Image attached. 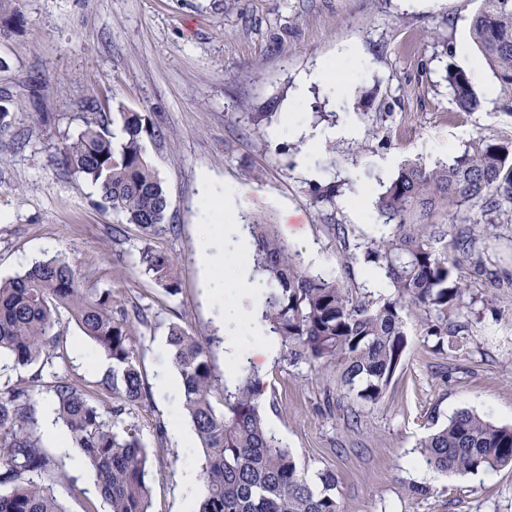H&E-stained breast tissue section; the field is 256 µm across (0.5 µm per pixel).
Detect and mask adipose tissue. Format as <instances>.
<instances>
[{"label": "adipose tissue", "instance_id": "obj_1", "mask_svg": "<svg viewBox=\"0 0 512 512\" xmlns=\"http://www.w3.org/2000/svg\"><path fill=\"white\" fill-rule=\"evenodd\" d=\"M198 209L207 224L234 223L235 213L230 199L222 188L216 186L210 175H203L202 188L198 199ZM200 258L211 279L215 290L213 299L224 310L225 323L250 326L262 350L266 353H275L278 349L276 337L267 334L266 329L259 320V312L264 300V287L251 280L248 275L249 245L247 240H240L235 252L233 268H226L223 258L217 257L212 250L210 241L200 244ZM231 283L232 291L223 292L224 283ZM246 297L252 302L251 308L239 307V298Z\"/></svg>", "mask_w": 512, "mask_h": 512}]
</instances>
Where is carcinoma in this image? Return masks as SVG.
<instances>
[{"instance_id":"cac0c4a2","label":"carcinoma","mask_w":512,"mask_h":512,"mask_svg":"<svg viewBox=\"0 0 512 512\" xmlns=\"http://www.w3.org/2000/svg\"><path fill=\"white\" fill-rule=\"evenodd\" d=\"M471 34L512 104V0H481ZM448 89L459 111L480 110L465 71L448 68ZM88 111L85 127L63 146L64 165L95 184L127 223L156 234L169 200L143 145L151 135L145 118L120 113L118 143L109 129L111 115L96 105ZM337 189L334 181L319 186L313 198L331 206ZM375 214L382 235L359 249L390 285L391 292L378 298L311 272L275 225L261 218L248 225L253 267L266 284L261 321L278 337L283 356L336 365L348 392L371 405L382 400L403 360L407 319L439 349L464 328L456 318L472 292L458 275L461 263L472 259L477 274H488L475 258V227L491 235L512 223V141L479 135L446 162L406 161L379 194ZM139 262L167 293H178L168 256L146 246ZM62 310L112 369L98 382L96 397L78 379L54 373L46 381L40 370L23 387L0 389V484L10 485L0 492V512H63L54 493L61 474L36 428L44 400L93 471L108 512H150L147 448L137 429L119 434L109 421L147 400L131 346V325L144 322L142 313L122 308L110 292L80 288L76 270L62 260H39L0 282V354L20 365L49 357ZM168 342L182 382L183 412L203 449L195 512H339L333 472L320 473L321 488H315L267 428L266 383L259 372L243 368L231 389L215 373L206 339L172 323ZM420 454L427 467L442 473L488 474L512 466V427L460 410L421 441Z\"/></svg>"}]
</instances>
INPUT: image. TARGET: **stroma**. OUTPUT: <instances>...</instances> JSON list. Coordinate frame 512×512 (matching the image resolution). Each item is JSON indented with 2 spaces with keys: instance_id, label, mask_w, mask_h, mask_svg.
Masks as SVG:
<instances>
[{
  "instance_id": "1",
  "label": "stroma",
  "mask_w": 512,
  "mask_h": 512,
  "mask_svg": "<svg viewBox=\"0 0 512 512\" xmlns=\"http://www.w3.org/2000/svg\"><path fill=\"white\" fill-rule=\"evenodd\" d=\"M479 7L480 0H0V280L58 257L76 269L81 288L112 292L147 313V324L132 327V345L151 399L127 408L121 423L137 426L150 453L151 512H181L182 479L202 463L199 446L175 438L187 423L182 408L159 394L156 348L173 322L210 338L218 375L242 364L263 376L268 428L309 475L335 472L340 512H512V467L444 474L418 453L461 409L512 426V224L480 239L495 278L462 267L476 296L464 311L468 328L441 353L407 323L404 358L375 405L349 394L335 365L268 357L245 328L243 358L230 362L199 259L210 230L197 208L206 172L234 192L239 215L276 224L311 271L375 292L377 273L359 246L377 237L373 203L400 164L448 159L478 134L512 139L503 95L467 114L448 93L452 67L481 64L477 95L495 82L470 35ZM352 46L370 57L367 70L344 67ZM324 59L348 98L314 85L297 112L313 129L356 119L361 135L333 140L335 166L317 165L311 178L298 165L301 141L255 135L251 117L281 112L301 74ZM89 99L114 116L141 113L156 130L144 147L170 203L164 231L148 237L124 223L91 181L63 165L61 149L82 128ZM332 181L345 241L312 197L315 185ZM147 245L174 262L177 294L142 273ZM54 331L56 371L95 385L103 354L68 315ZM43 445L64 474L56 495L65 512H108L73 450Z\"/></svg>"
}]
</instances>
